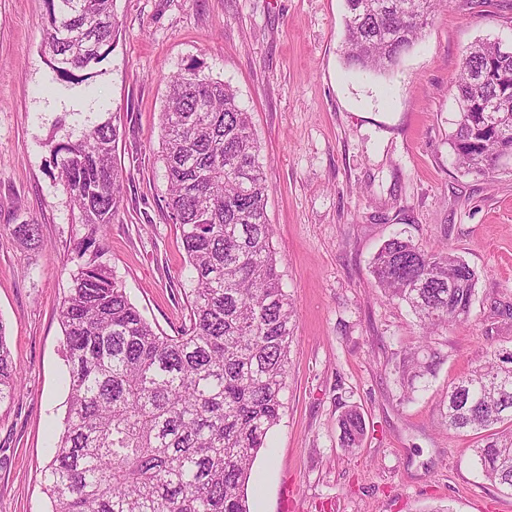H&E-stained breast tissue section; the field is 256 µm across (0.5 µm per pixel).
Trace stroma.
<instances>
[{
  "label": "stroma",
  "instance_id": "obj_1",
  "mask_svg": "<svg viewBox=\"0 0 512 512\" xmlns=\"http://www.w3.org/2000/svg\"><path fill=\"white\" fill-rule=\"evenodd\" d=\"M114 11V50L68 86L43 52L44 0H0V320L22 377L0 409V512H51L41 469L66 410L59 306L83 229L50 149L118 125L123 202L99 261L152 326L177 335L189 267L165 208L160 113L170 76L193 64L251 115L296 309L251 512H512V493L475 466L473 437L445 423L449 384L512 349V173L464 174L450 147L461 58L478 41L512 42V0H449L386 75L346 68L344 0H114ZM15 224L39 225V243H22ZM398 234L479 273L467 320L435 333L441 360L411 397L397 366L419 329L371 273ZM350 406L367 425L353 454L339 446Z\"/></svg>",
  "mask_w": 512,
  "mask_h": 512
}]
</instances>
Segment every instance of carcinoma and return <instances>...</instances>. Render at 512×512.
Here are the masks:
<instances>
[{"mask_svg":"<svg viewBox=\"0 0 512 512\" xmlns=\"http://www.w3.org/2000/svg\"><path fill=\"white\" fill-rule=\"evenodd\" d=\"M114 0H45L48 63L65 83L114 48ZM446 0H345L344 63L385 73L423 36ZM451 145L468 174L490 176L512 159V54L471 47L454 82ZM166 209L191 268L189 326L156 332L92 251L118 211L123 182L112 151L119 127H87L51 146L57 178L85 230L81 259L60 306L68 364L67 410L42 469L52 512H250L252 466L279 424L295 305L278 271L249 113L224 82L194 65L171 77L161 112ZM385 295L422 331L399 366L411 394L433 374L431 334L470 313L478 272L451 249L423 250L395 236L374 257ZM21 390L0 320V406ZM352 452L366 434L354 406L339 419ZM448 429L482 435L483 475L512 491V351L448 388Z\"/></svg>","mask_w":512,"mask_h":512,"instance_id":"obj_1","label":"carcinoma"}]
</instances>
